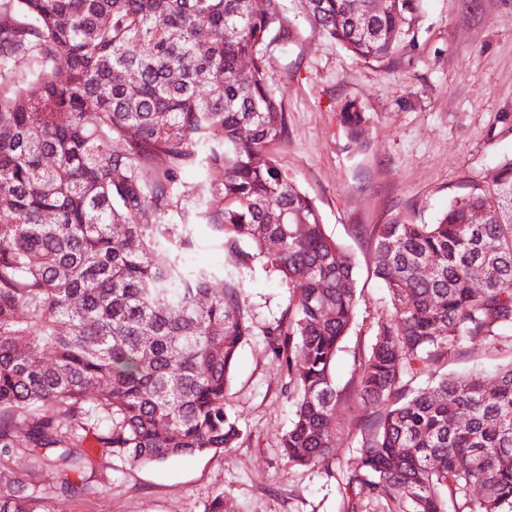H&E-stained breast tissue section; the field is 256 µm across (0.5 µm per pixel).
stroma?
Instances as JSON below:
<instances>
[{"mask_svg": "<svg viewBox=\"0 0 512 512\" xmlns=\"http://www.w3.org/2000/svg\"><path fill=\"white\" fill-rule=\"evenodd\" d=\"M269 64L286 130L267 150L316 205L326 235L355 259L357 313L335 365L337 388H349L379 321L392 312L374 275L371 228L395 217L434 223L452 200L512 159V0H423L400 50L381 63L352 57L296 16L289 39L271 44ZM347 101L366 115L356 140L339 122ZM210 185L198 170L181 172L173 185L177 205L163 221L194 224L189 261L239 283L251 317L252 334L225 397L241 429L237 444L141 468L102 455L86 439L83 477L96 491L73 499L60 495L54 471L15 453L0 466V494L35 484L53 512H208L219 493L230 512H388L385 499L364 494L353 504L342 491L361 441L344 409L335 415L332 473L283 455L279 442L295 399L264 333L285 313L291 293L266 265H237L207 226L196 225V205ZM511 362L512 342L479 338L442 370L482 376Z\"/></svg>", "mask_w": 512, "mask_h": 512, "instance_id": "stroma-1", "label": "stroma"}]
</instances>
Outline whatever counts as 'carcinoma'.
I'll return each instance as SVG.
<instances>
[{"label":"carcinoma","mask_w":512,"mask_h":512,"mask_svg":"<svg viewBox=\"0 0 512 512\" xmlns=\"http://www.w3.org/2000/svg\"><path fill=\"white\" fill-rule=\"evenodd\" d=\"M313 31L381 61L417 20L421 0H292ZM289 35L283 0H0V455L20 448L77 483L93 435L130 466L222 453L239 438L224 403L250 336L239 286L193 267L190 224H162L170 186L218 173L199 219L292 292L268 349L297 391L280 439L288 461L329 473L339 405L360 454L345 486L446 512L512 507V364L485 377L410 382L479 337L512 340V159L433 224L394 220L370 232L392 317L378 326L354 390L333 367L353 322L351 255L269 155L286 120L268 47ZM247 59L250 66L241 68ZM358 139L364 112L339 108ZM252 131L248 139L242 129ZM306 225L296 233V225ZM0 512H46L32 486Z\"/></svg>","instance_id":"1"}]
</instances>
